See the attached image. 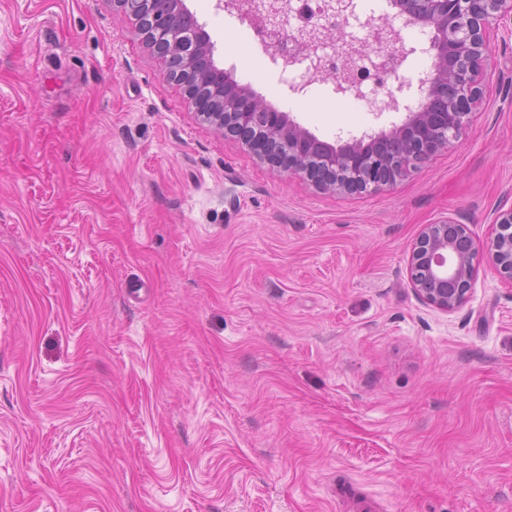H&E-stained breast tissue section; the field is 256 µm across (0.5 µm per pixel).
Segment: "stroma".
Masks as SVG:
<instances>
[{
  "mask_svg": "<svg viewBox=\"0 0 512 512\" xmlns=\"http://www.w3.org/2000/svg\"><path fill=\"white\" fill-rule=\"evenodd\" d=\"M239 85L337 142L402 109L291 89L246 20L185 0ZM455 147L336 194L196 114L112 0H0V512H512V282L448 314L426 224L512 208V30Z\"/></svg>",
  "mask_w": 512,
  "mask_h": 512,
  "instance_id": "obj_1",
  "label": "stroma"
}]
</instances>
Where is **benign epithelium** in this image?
Listing matches in <instances>:
<instances>
[{
    "mask_svg": "<svg viewBox=\"0 0 512 512\" xmlns=\"http://www.w3.org/2000/svg\"><path fill=\"white\" fill-rule=\"evenodd\" d=\"M405 5L403 26L430 29L425 51L433 55L431 72L420 79L429 103L407 114L404 122L344 145L328 143L276 112L247 87L232 82L214 63V44L184 0H138L131 15L141 31L158 36L154 47L166 72L186 88L197 113L216 130L239 140L269 165L334 193L377 192L392 188L438 152L459 143L469 115L484 98L483 72L491 54L490 34L504 18L512 20V0H397ZM271 24L292 10L291 0L264 6ZM347 48L345 72L336 91L358 85L356 60L370 54L366 41L326 27L313 29L314 43ZM497 232L479 253L464 224L452 219L426 224L413 242L409 280L428 305L453 313L468 299L481 258L512 281V208L495 217Z\"/></svg>",
    "mask_w": 512,
    "mask_h": 512,
    "instance_id": "benign-epithelium-1",
    "label": "benign epithelium"
}]
</instances>
